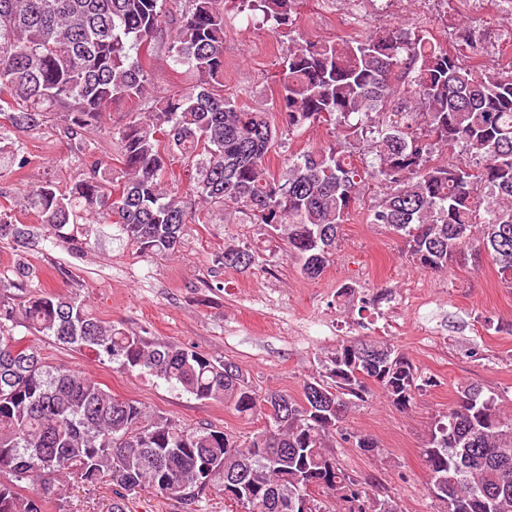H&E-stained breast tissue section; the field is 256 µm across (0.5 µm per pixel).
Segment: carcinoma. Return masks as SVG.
<instances>
[{
    "label": "carcinoma",
    "instance_id": "obj_1",
    "mask_svg": "<svg viewBox=\"0 0 512 512\" xmlns=\"http://www.w3.org/2000/svg\"><path fill=\"white\" fill-rule=\"evenodd\" d=\"M178 2L0 0V113L9 118L0 130L30 133L53 119L82 165L69 186L47 181L25 195L47 237L81 252L92 219L117 226L143 253L172 256L198 219L176 189L184 182L195 204L232 207L277 233L301 272L316 278L373 181L370 223L402 240L412 266L446 274L487 255L512 285V64L481 62L482 44L468 25L455 27L452 49L402 25L363 39L294 40L279 72L278 128L266 111L224 94V10L231 2L258 11L269 30L291 33L301 0H190L176 12ZM164 37L172 62L193 81L152 95L147 56ZM147 97L151 110L131 113L115 132V176L92 135L112 105ZM322 121L334 125L333 140L270 171L278 129L294 134ZM0 162L15 173L29 160L19 143ZM35 236L13 208L0 206V241ZM214 264L252 270L260 253L229 244ZM12 274L0 277V512H44L49 503L68 512L72 477L112 484L110 512H129L125 492L140 486L181 512H203L207 498L231 484L245 512H299L288 504L302 496L308 512H326L314 488L334 498L336 512H381L376 484L341 467L332 449L379 453L371 436L342 426L369 401V384L400 410L430 386L390 343L340 341L324 370L303 381L298 402L257 391L233 361L103 322L73 296L39 290L17 304L7 289L33 286L38 271L18 258ZM18 326L268 424L235 436L152 414L50 364L16 337ZM423 455L431 479L448 486L437 497L441 512H489L491 499L495 512H512V416L480 386L460 387Z\"/></svg>",
    "mask_w": 512,
    "mask_h": 512
}]
</instances>
